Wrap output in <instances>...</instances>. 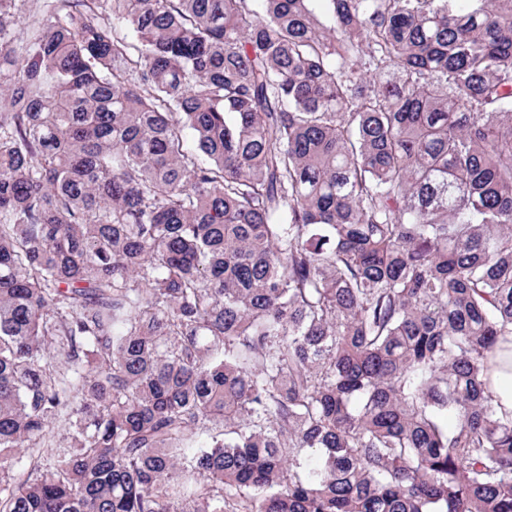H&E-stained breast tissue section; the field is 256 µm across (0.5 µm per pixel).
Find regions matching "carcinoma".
<instances>
[{
  "instance_id": "carcinoma-1",
  "label": "carcinoma",
  "mask_w": 512,
  "mask_h": 512,
  "mask_svg": "<svg viewBox=\"0 0 512 512\" xmlns=\"http://www.w3.org/2000/svg\"><path fill=\"white\" fill-rule=\"evenodd\" d=\"M13 2L0 512H512V0ZM505 346L510 349L497 352L491 388L502 406L512 410V343Z\"/></svg>"
}]
</instances>
